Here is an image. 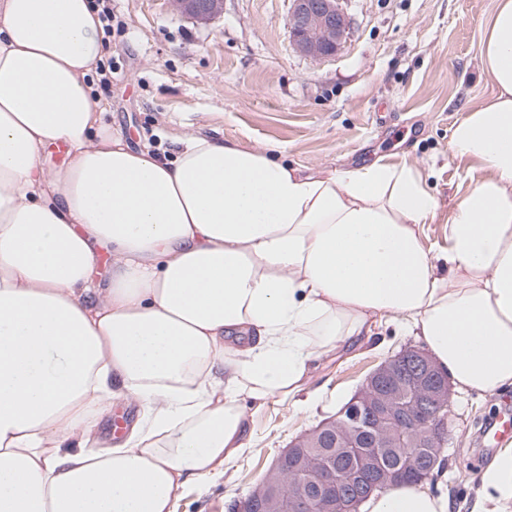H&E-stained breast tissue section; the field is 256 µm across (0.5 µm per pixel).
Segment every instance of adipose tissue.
I'll return each instance as SVG.
<instances>
[{
	"instance_id": "obj_1",
	"label": "adipose tissue",
	"mask_w": 512,
	"mask_h": 512,
	"mask_svg": "<svg viewBox=\"0 0 512 512\" xmlns=\"http://www.w3.org/2000/svg\"><path fill=\"white\" fill-rule=\"evenodd\" d=\"M101 32L91 0H0V512H173L245 451L244 399L298 394L387 320L457 391L512 389V0L481 40L496 93L449 141L484 176L437 252L421 226L438 202L408 162L307 174L193 134L172 159L131 148L95 89ZM120 403L140 417L99 447ZM449 509L425 483L360 506ZM472 512H512L511 447Z\"/></svg>"
}]
</instances>
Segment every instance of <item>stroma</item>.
I'll return each instance as SVG.
<instances>
[{"label": "stroma", "instance_id": "1", "mask_svg": "<svg viewBox=\"0 0 512 512\" xmlns=\"http://www.w3.org/2000/svg\"><path fill=\"white\" fill-rule=\"evenodd\" d=\"M496 0H346L351 31L321 60L293 45L289 0H224V13L198 21L169 0H112L122 34L106 33L112 84L107 122L133 147L174 158L177 137L194 133L244 147L272 146L305 170L408 161L437 198L422 225L426 245L445 244L455 205L483 173L455 158L449 140L467 109L495 92L481 71L480 43ZM371 344L325 356L307 392L246 403L247 450L223 475L186 485L173 512H229L275 457L334 415L367 375L418 337L381 327ZM512 415V390L452 392L447 463L434 478L450 512H470L480 470L493 458L487 427Z\"/></svg>", "mask_w": 512, "mask_h": 512}]
</instances>
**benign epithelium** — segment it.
I'll return each mask as SVG.
<instances>
[{"mask_svg": "<svg viewBox=\"0 0 512 512\" xmlns=\"http://www.w3.org/2000/svg\"><path fill=\"white\" fill-rule=\"evenodd\" d=\"M344 0H291L288 28L296 48L313 59L332 56L350 27ZM173 9L197 20H211L224 12V0H171ZM451 400L448 379L422 352L405 351L369 374L355 397L336 414L342 422V447L369 463L341 480L336 465L312 453L302 465L291 463L301 448L317 442L320 430L299 437L270 466L251 489L249 500L261 512H357L358 504L375 490L405 482L417 468H443L441 448L447 433ZM408 434L427 455L386 466L382 456L396 439ZM288 474V497L282 498L281 478Z\"/></svg>", "mask_w": 512, "mask_h": 512, "instance_id": "obj_1", "label": "benign epithelium"}]
</instances>
